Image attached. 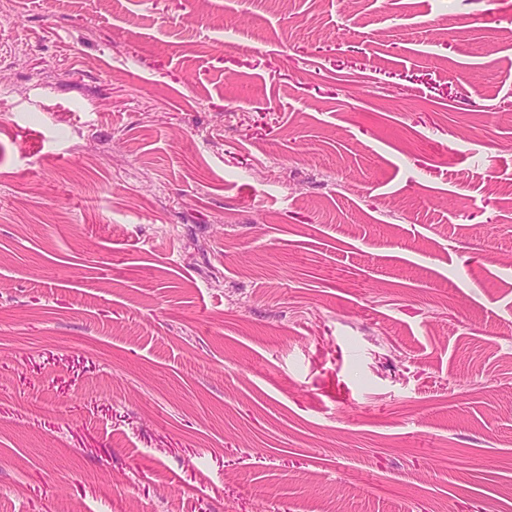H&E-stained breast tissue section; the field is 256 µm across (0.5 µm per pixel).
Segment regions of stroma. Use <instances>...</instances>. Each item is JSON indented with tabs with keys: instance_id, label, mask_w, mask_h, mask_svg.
I'll return each instance as SVG.
<instances>
[{
	"instance_id": "obj_1",
	"label": "stroma",
	"mask_w": 512,
	"mask_h": 512,
	"mask_svg": "<svg viewBox=\"0 0 512 512\" xmlns=\"http://www.w3.org/2000/svg\"><path fill=\"white\" fill-rule=\"evenodd\" d=\"M512 512V0H0V512Z\"/></svg>"
}]
</instances>
